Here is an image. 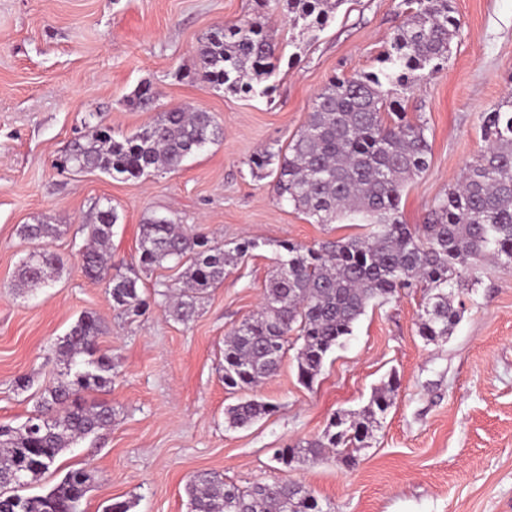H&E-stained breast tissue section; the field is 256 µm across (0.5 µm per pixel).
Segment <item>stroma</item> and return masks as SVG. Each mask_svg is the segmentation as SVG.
I'll use <instances>...</instances> for the list:
<instances>
[{
	"label": "stroma",
	"instance_id": "1",
	"mask_svg": "<svg viewBox=\"0 0 512 512\" xmlns=\"http://www.w3.org/2000/svg\"><path fill=\"white\" fill-rule=\"evenodd\" d=\"M453 5L461 27L447 63L400 95L430 145L428 168L402 195L401 220L411 226L425 223L486 149L482 113L512 97V0ZM253 7V0H0V422L33 415L34 393L63 368L57 342L82 313L100 318L98 343L113 366L111 385L91 395L112 406L111 426L67 449L34 492L85 468L96 483L80 512H103L115 501L129 502L130 512H188L189 478L217 472L241 487L301 482L325 512H512V266H481L472 289H453L463 314L436 344L418 334L422 288L368 307L312 386L299 382L286 356L257 389L275 412L248 428L227 427L225 410L239 396L224 386V337L259 311L278 242L368 231L345 220L315 223L279 200L273 174L251 169L250 159L286 150L332 77L376 70L407 10L402 0H347L313 42L270 15L282 59L268 98L196 79L199 39L252 17ZM144 83L157 94L150 111L128 103ZM175 105L211 112L221 127L219 140L180 171L128 179L60 168L90 116L119 137ZM98 205L119 214L111 242L117 265L136 264L139 226L156 213L230 246L251 239L259 247L228 267L187 324L157 294L180 267L144 274L150 307L131 320L113 308L104 283L81 271L80 228ZM42 220L62 227L49 248L64 266L21 290L17 269L36 244L20 228ZM22 375L31 380L24 392L15 386ZM392 376L393 404L354 464L330 457L285 469L274 461L275 449L318 439L334 413L360 410Z\"/></svg>",
	"mask_w": 512,
	"mask_h": 512
}]
</instances>
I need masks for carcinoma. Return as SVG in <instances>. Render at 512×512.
<instances>
[{"label": "carcinoma", "instance_id": "carcinoma-1", "mask_svg": "<svg viewBox=\"0 0 512 512\" xmlns=\"http://www.w3.org/2000/svg\"><path fill=\"white\" fill-rule=\"evenodd\" d=\"M348 0H254L253 18L207 32L195 50L196 74L203 82L232 94L268 97L279 60L276 44L264 31L269 12H285L309 41L318 39ZM409 12L392 36L390 50L375 72L336 76L318 94L305 128L287 151L256 154L263 168L278 158V197L318 224L338 220L367 224L363 237L325 240L305 246L279 242L275 273L261 310L224 338V386L243 393L227 408L230 428L242 429L274 411L256 388L273 376L294 349L298 379L311 385L327 355L352 334L376 301L406 288L426 291L419 336L427 343L448 337L461 314L448 289L462 288L467 275L485 260L512 264V101L482 113V134L489 146L468 167L462 180L431 209L425 224L410 227L399 219L407 183L428 165L425 128L406 120L397 91L405 90L448 61L460 22L452 0H405ZM156 101L151 85L134 92L133 104ZM219 127L212 113L175 106L153 124L120 139L99 120L73 142L60 166L138 178L152 172L174 173L186 159L215 141ZM118 215L110 206L96 210L84 224L88 244L80 254L82 272L94 281L108 279L114 308L128 316L145 313L140 273L173 262L184 267L158 295L182 323L193 319L209 290L224 282L226 268L251 255L257 243L245 239L232 248L212 242L166 216L147 219L140 228L138 268L116 271L110 243ZM21 235L34 242L58 237L60 226L45 221L24 224ZM61 264L41 248L18 269V283L38 285ZM104 329L92 312L79 316L58 343L65 371L46 387L37 413L22 425L0 424V512H78L95 482L85 468L67 472L45 492L18 491L55 467L61 453L80 438L112 425V406L88 402L83 393L112 383V359L98 345ZM397 381L374 391L358 412L330 418L320 438L305 446L275 452L289 467L317 462L330 453H352L368 438L392 405ZM190 512H325L318 499L297 481L257 483L240 488L216 472L192 476L187 484Z\"/></svg>", "mask_w": 512, "mask_h": 512}]
</instances>
